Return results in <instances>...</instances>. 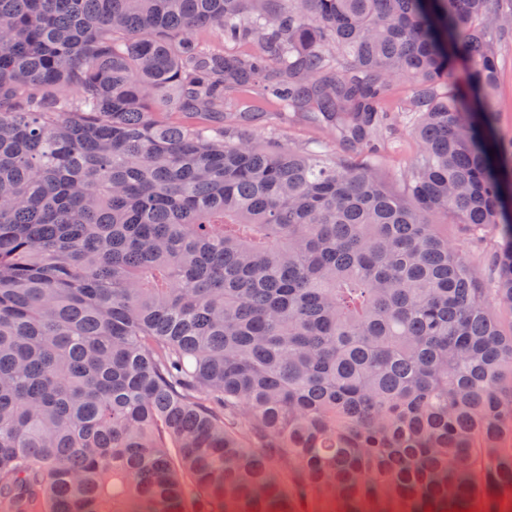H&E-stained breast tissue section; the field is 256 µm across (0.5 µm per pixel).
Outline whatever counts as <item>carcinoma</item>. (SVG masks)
<instances>
[{
    "mask_svg": "<svg viewBox=\"0 0 512 512\" xmlns=\"http://www.w3.org/2000/svg\"><path fill=\"white\" fill-rule=\"evenodd\" d=\"M509 35L512 0H0V512H499ZM398 81L400 194L374 163ZM448 216L501 237L494 278ZM498 84L495 95V136L512 141V40L498 44ZM412 97L411 87L405 82L393 83L385 98V107L395 117L391 128L378 133L380 154L377 163L388 187L402 191V179L408 167L419 153V145L413 134L416 123L415 112H402L408 108ZM255 137L268 144L288 142L296 147H306L312 142L323 141L331 150L339 149L340 131L324 123H316L303 112H283L279 116H266L251 124Z\"/></svg>",
    "mask_w": 512,
    "mask_h": 512,
    "instance_id": "carcinoma-1",
    "label": "carcinoma"
}]
</instances>
